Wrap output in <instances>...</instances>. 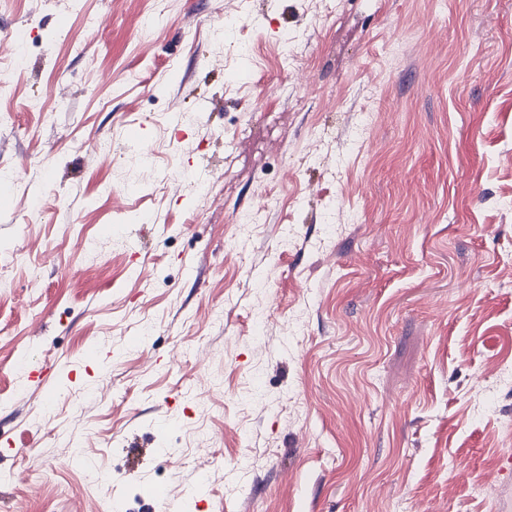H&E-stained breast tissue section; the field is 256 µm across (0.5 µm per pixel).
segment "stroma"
Instances as JSON below:
<instances>
[{"label":"stroma","mask_w":512,"mask_h":512,"mask_svg":"<svg viewBox=\"0 0 512 512\" xmlns=\"http://www.w3.org/2000/svg\"><path fill=\"white\" fill-rule=\"evenodd\" d=\"M1 70L0 512H500L512 0H0Z\"/></svg>","instance_id":"35a3bbf8"}]
</instances>
